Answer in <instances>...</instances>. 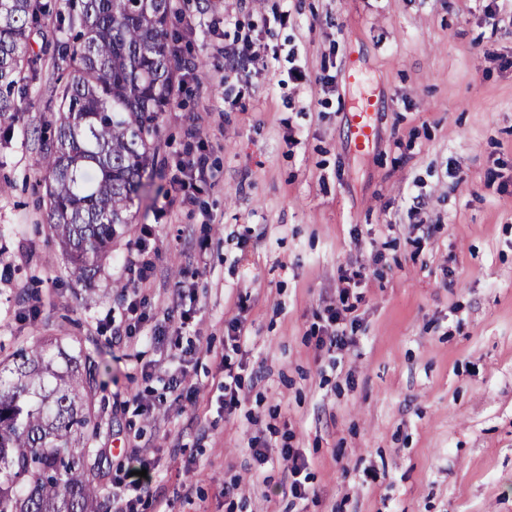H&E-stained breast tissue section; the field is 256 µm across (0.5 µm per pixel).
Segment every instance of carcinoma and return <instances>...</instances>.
Returning a JSON list of instances; mask_svg holds the SVG:
<instances>
[{
  "instance_id": "cac0c4a2",
  "label": "carcinoma",
  "mask_w": 512,
  "mask_h": 512,
  "mask_svg": "<svg viewBox=\"0 0 512 512\" xmlns=\"http://www.w3.org/2000/svg\"><path fill=\"white\" fill-rule=\"evenodd\" d=\"M52 11V0H0V118L29 92L40 59L30 36ZM169 18V0H81L74 41L55 42L72 68L57 88L58 118L34 135L52 235L80 284L96 277L144 188L171 101ZM69 362L55 370L42 345L0 362V512H100L85 440L109 365L96 349Z\"/></svg>"
}]
</instances>
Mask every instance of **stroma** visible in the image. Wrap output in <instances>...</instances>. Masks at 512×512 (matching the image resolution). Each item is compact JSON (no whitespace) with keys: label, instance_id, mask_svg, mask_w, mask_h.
<instances>
[{"label":"stroma","instance_id":"obj_1","mask_svg":"<svg viewBox=\"0 0 512 512\" xmlns=\"http://www.w3.org/2000/svg\"><path fill=\"white\" fill-rule=\"evenodd\" d=\"M497 5L493 27L483 0H171L181 54L206 74L160 113L158 176L87 285L67 276L29 135L56 115L50 89L69 63L34 36L29 101L0 120V356L107 350L87 443L109 451L100 512L141 469L143 512H512V0ZM243 37L259 54L247 85L220 54ZM295 65L306 82L289 79ZM366 94L378 110L361 151L351 130ZM193 122L215 183L154 207ZM140 238L146 317L118 345L123 261ZM355 270L364 280L336 315ZM175 307L195 351L190 401L165 400L152 339ZM337 329L353 344H322ZM228 363L242 379L229 412ZM285 448L306 462L304 498ZM281 459L290 474L295 477L291 483L292 494L295 496H302L305 493V488L296 476L299 475L306 467L304 458L299 453L293 452L289 448H285L281 451Z\"/></svg>","mask_w":512,"mask_h":512}]
</instances>
